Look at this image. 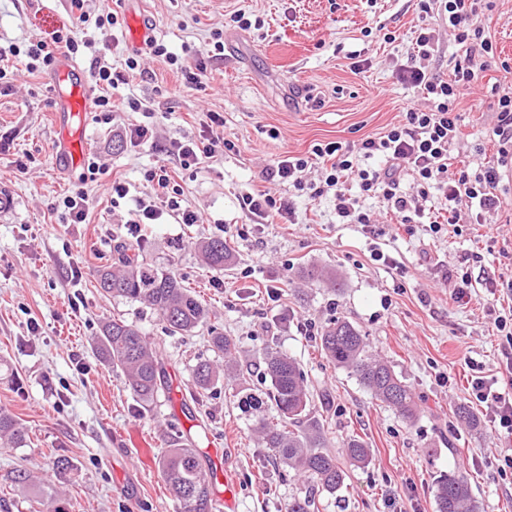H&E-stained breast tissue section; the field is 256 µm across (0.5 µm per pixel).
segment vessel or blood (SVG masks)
Returning a JSON list of instances; mask_svg holds the SVG:
<instances>
[{
  "label": "vessel or blood",
  "mask_w": 512,
  "mask_h": 512,
  "mask_svg": "<svg viewBox=\"0 0 512 512\" xmlns=\"http://www.w3.org/2000/svg\"><path fill=\"white\" fill-rule=\"evenodd\" d=\"M52 73L55 163L61 170L73 171L82 164V130L93 109V97L85 69L69 56L57 55Z\"/></svg>",
  "instance_id": "b4317fda"
}]
</instances>
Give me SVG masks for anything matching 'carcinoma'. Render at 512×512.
<instances>
[{"instance_id": "1", "label": "carcinoma", "mask_w": 512, "mask_h": 512, "mask_svg": "<svg viewBox=\"0 0 512 512\" xmlns=\"http://www.w3.org/2000/svg\"><path fill=\"white\" fill-rule=\"evenodd\" d=\"M198 249L205 263L222 270L233 261V252L222 238L202 241ZM130 247L117 246V262L97 271V287L114 298L140 302L149 307L172 333L189 334L204 324L208 310L177 277L160 270L136 255ZM324 355L354 376L377 398L388 404L400 417L411 420L418 411V401L408 386L383 359L367 349L364 336L351 323L337 320L327 325L319 337ZM215 350L224 355V369L202 361L195 366L194 379L202 391L210 390L230 367L236 343L230 336L213 337ZM99 356L120 370L125 385L144 405L157 398L160 358L156 346L147 341L139 327L121 319L102 323L94 338ZM266 376L271 388L267 399L274 403L280 422L263 415L261 400L254 403L258 419L256 433L274 457L288 464L300 477L329 494L345 484L344 471L335 455L326 450L320 429L309 423V398L299 364L288 355L269 349L264 353ZM0 440L22 448L26 436L22 425L7 410L0 408ZM347 457L359 464L368 461L369 450L355 437L344 444ZM160 473L179 505V512H212V475L200 464L194 449L179 442L166 449L159 461ZM437 512H478L468 478L461 472L437 480ZM315 498L295 496L288 502V512H315Z\"/></svg>"}]
</instances>
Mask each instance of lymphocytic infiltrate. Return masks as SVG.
<instances>
[{"mask_svg":"<svg viewBox=\"0 0 512 512\" xmlns=\"http://www.w3.org/2000/svg\"><path fill=\"white\" fill-rule=\"evenodd\" d=\"M418 8L434 21L445 23L454 36L460 52L451 72L436 67V41L432 25L419 28L415 47L406 64L396 72L397 80L414 93L404 107L403 120L382 135L362 139L358 148L337 141L315 144L311 157L286 155L268 169V180L291 185L295 191L315 200L332 196L336 217L342 224H358L373 237L383 231L373 212L363 205L364 199L380 197L399 223L424 225L429 235H441L445 226L458 224L462 211L483 214L495 210L502 167L512 165V92L498 94L495 103L496 122L489 132L498 146L497 165L464 166L452 169L451 152L461 139L459 101L470 92L493 57V43L480 18L492 10L491 0H418ZM74 26L54 32L51 40L10 44L0 47V85L5 84L10 65L25 62L32 71L51 69L57 53L90 61V76L101 90L95 109L100 122H108L112 112L111 90L126 84L127 73L138 70L135 57L125 61V71L113 70L107 58L114 46L95 44L78 34L79 28H121L124 20L109 7L91 12L88 0H70ZM232 141L224 137V118L220 113H207L199 134L186 136L175 144V156L182 170L197 171L202 161L216 157L224 150H233ZM323 164L320 181L306 180L311 159ZM411 176L414 192L401 188L404 176ZM154 194L133 198L134 206L125 222L128 235L139 237L143 225L162 223L171 216L183 224L202 223V215L181 204L182 187L172 179L167 165L159 164L145 173ZM355 180L359 192L350 194L347 180ZM438 191L444 201L447 217L438 220L426 212L423 202L430 191ZM240 208L254 224L267 223L279 217L293 222L295 207L292 198L271 192L248 193L242 196ZM471 388L479 402L493 405L491 420L505 446L501 450L503 466L512 470V392L498 378L478 376Z\"/></svg>","mask_w":512,"mask_h":512,"instance_id":"obj_1","label":"lymphocytic infiltrate"}]
</instances>
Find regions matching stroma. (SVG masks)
Masks as SVG:
<instances>
[{"label":"stroma","instance_id":"35a3bbf8","mask_svg":"<svg viewBox=\"0 0 512 512\" xmlns=\"http://www.w3.org/2000/svg\"><path fill=\"white\" fill-rule=\"evenodd\" d=\"M137 12L153 26V38L169 50L206 53L222 31L224 53L210 60L199 90H186L180 73L161 58L143 56L139 73L112 93L110 123L89 121V153L103 173L94 183L81 171L55 165L52 88L46 73L13 67L0 93V408L15 415L26 434L22 448L0 449V512H39L53 498L65 512H178L157 463L165 448L184 442L224 489L232 470L239 487L236 512H286L297 495L314 492L319 512H435V479L465 471L479 512H512V477L498 472L501 442L491 411L469 388L471 364L488 376L501 372L499 335L491 305L512 308V292L489 294L482 281L512 264V185L502 186L496 211L483 224H459L439 237L420 226L406 228L386 214L379 199L366 200L385 233L372 239L361 225L336 220L332 198L296 196L293 223L249 227L246 236L222 232L246 221L242 195L267 188L264 167L283 155H310L315 144L353 146L402 120L412 93L396 79L421 25L416 0H140ZM242 10L261 29L228 25ZM69 0H0V43L49 39L70 25ZM396 40L385 43L383 35ZM369 62L354 74L350 57ZM512 91V71H485L459 104L462 140L455 167L475 161L496 165L498 147L491 86ZM154 111L155 143L133 147L124 129L138 120L126 99ZM224 117V136L235 148L182 173L167 161L170 142L198 134L206 113ZM168 163L183 203L204 216L200 224L175 219L147 226L133 248L159 269L174 273L209 310L205 325L189 335L170 334L148 307L103 294L96 271L116 258L132 199L150 193L146 170ZM131 186V198L113 204V180ZM84 192L85 223L63 224L56 205ZM225 236L234 263L206 267L196 249L204 238ZM390 265L371 260L373 247ZM81 274L71 277L72 267ZM250 276H243V268ZM326 272L304 281L306 269ZM469 273L467 301L451 299L449 271ZM279 287L269 299L270 287ZM121 318L139 326L161 347L156 400L141 404L119 370L95 354L101 324ZM352 323L369 345L422 398L416 420L396 416L319 348L323 326ZM235 337L234 376L210 391L197 388L198 362L222 364L215 333ZM282 351L302 367L311 418L324 431L346 473L338 494L314 490L275 461L254 432L246 396L270 386L262 354ZM466 408L471 420L457 415ZM138 432L154 458L140 463L122 435ZM360 437L369 450L360 467L342 457L343 443ZM74 465L60 475L54 463ZM26 468L34 483L10 487L6 476Z\"/></svg>","mask_w":512,"mask_h":512}]
</instances>
